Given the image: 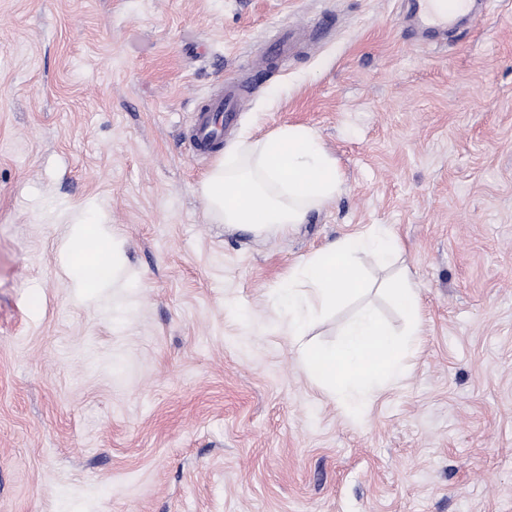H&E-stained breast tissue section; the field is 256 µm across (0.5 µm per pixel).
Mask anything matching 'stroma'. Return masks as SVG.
Listing matches in <instances>:
<instances>
[{
  "instance_id": "stroma-1",
  "label": "stroma",
  "mask_w": 512,
  "mask_h": 512,
  "mask_svg": "<svg viewBox=\"0 0 512 512\" xmlns=\"http://www.w3.org/2000/svg\"><path fill=\"white\" fill-rule=\"evenodd\" d=\"M405 0H0V512H512V0L423 37ZM333 25L256 67L288 25ZM229 153L287 126L335 199L284 235L210 220L184 132L229 78ZM104 212L120 282L75 285ZM386 226L419 348L360 418L270 295ZM105 217L101 213H85L77 216L73 223L77 227L79 234L90 237L94 235L103 234V224H105Z\"/></svg>"
}]
</instances>
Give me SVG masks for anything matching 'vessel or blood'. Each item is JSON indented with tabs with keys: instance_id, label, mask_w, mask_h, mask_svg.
<instances>
[{
	"instance_id": "obj_1",
	"label": "vessel or blood",
	"mask_w": 512,
	"mask_h": 512,
	"mask_svg": "<svg viewBox=\"0 0 512 512\" xmlns=\"http://www.w3.org/2000/svg\"><path fill=\"white\" fill-rule=\"evenodd\" d=\"M411 11L419 27L447 32L455 20L471 10L472 0H409ZM249 101L244 85L236 80L227 81L224 91L212 98L208 106L196 113L191 142L197 152H215L224 140L226 124L243 111Z\"/></svg>"
}]
</instances>
